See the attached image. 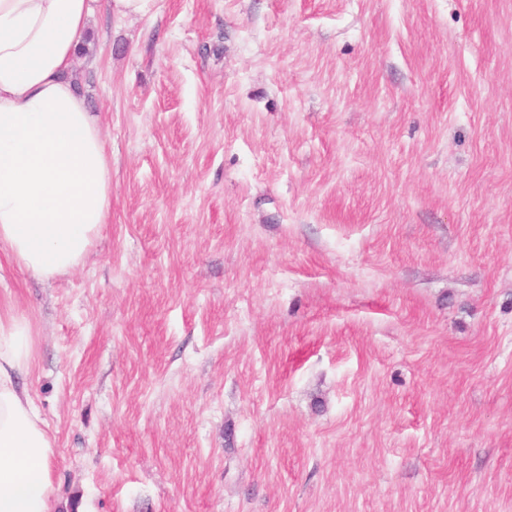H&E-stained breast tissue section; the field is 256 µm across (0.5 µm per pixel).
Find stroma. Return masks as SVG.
Returning <instances> with one entry per match:
<instances>
[{
    "label": "stroma",
    "instance_id": "obj_1",
    "mask_svg": "<svg viewBox=\"0 0 512 512\" xmlns=\"http://www.w3.org/2000/svg\"><path fill=\"white\" fill-rule=\"evenodd\" d=\"M104 2L109 222L0 245L67 512H512V0ZM156 0H106V11L118 18L143 17L148 15Z\"/></svg>",
    "mask_w": 512,
    "mask_h": 512
}]
</instances>
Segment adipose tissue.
I'll use <instances>...</instances> for the list:
<instances>
[{
	"label": "adipose tissue",
	"mask_w": 512,
	"mask_h": 512,
	"mask_svg": "<svg viewBox=\"0 0 512 512\" xmlns=\"http://www.w3.org/2000/svg\"><path fill=\"white\" fill-rule=\"evenodd\" d=\"M90 0H0V243L50 279L79 265L110 214V158L73 71ZM25 319L0 320V512H59L56 448L18 379Z\"/></svg>",
	"instance_id": "1"
}]
</instances>
